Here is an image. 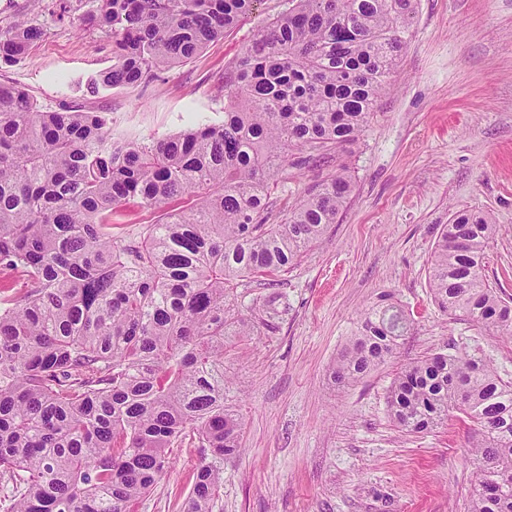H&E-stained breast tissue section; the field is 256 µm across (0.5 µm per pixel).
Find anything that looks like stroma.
Here are the masks:
<instances>
[{
	"label": "stroma",
	"instance_id": "35a3bbf8",
	"mask_svg": "<svg viewBox=\"0 0 512 512\" xmlns=\"http://www.w3.org/2000/svg\"><path fill=\"white\" fill-rule=\"evenodd\" d=\"M77 0L59 18L51 0H0V28L19 19L41 31L0 82L43 108L99 112L116 139L166 137L198 120L224 119V72L288 0L257 9L193 60L134 88L85 85L112 66V38L79 28ZM416 22L358 146L324 162L290 157L271 193L270 223L348 166L353 192L336 224L278 286L248 282L244 310L276 292L280 319L260 335L226 340L225 366L240 380L225 405L244 421L242 448L226 456L213 512H464L475 474L467 427L418 434L396 428L391 385L405 364L466 352L512 379V339L433 302L428 267L442 224L468 207L492 214L498 233L484 275L512 296V0H416ZM391 304L413 323L395 358L338 386L329 369L368 313ZM171 465L136 512H183L199 443L172 449Z\"/></svg>",
	"mask_w": 512,
	"mask_h": 512
}]
</instances>
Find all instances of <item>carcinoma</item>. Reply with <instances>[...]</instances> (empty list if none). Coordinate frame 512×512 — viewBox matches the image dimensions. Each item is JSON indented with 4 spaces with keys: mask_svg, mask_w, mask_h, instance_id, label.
<instances>
[{
    "mask_svg": "<svg viewBox=\"0 0 512 512\" xmlns=\"http://www.w3.org/2000/svg\"><path fill=\"white\" fill-rule=\"evenodd\" d=\"M256 0H93L80 23L112 36V68L90 81L134 88L224 37ZM224 72V121L166 138L116 141L105 118L41 108L0 82V490L4 512H133L189 436L209 449L186 512H212L242 423L224 407V338L274 328L276 298L255 316L239 284L278 285L336 223L345 169L267 223L274 177L357 144L389 86L414 0H288ZM39 37L0 29L11 66ZM164 208L128 240L112 213ZM497 234L488 213L456 212L435 244L428 283L445 312L512 335V303L484 279ZM23 277L26 292L15 300ZM410 318L369 314L333 366L347 385L395 356ZM389 408L409 434L450 419L471 426L467 512H512V381L469 354L436 353L394 380Z\"/></svg>",
    "mask_w": 512,
    "mask_h": 512,
    "instance_id": "1",
    "label": "carcinoma"
}]
</instances>
